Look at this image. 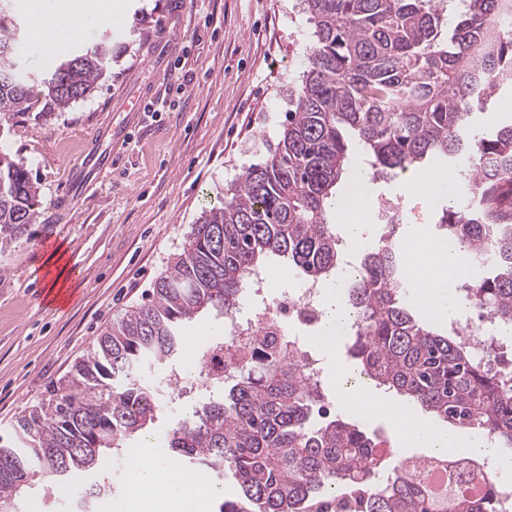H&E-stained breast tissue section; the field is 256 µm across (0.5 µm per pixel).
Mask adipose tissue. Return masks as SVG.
I'll return each instance as SVG.
<instances>
[{"mask_svg":"<svg viewBox=\"0 0 512 512\" xmlns=\"http://www.w3.org/2000/svg\"><path fill=\"white\" fill-rule=\"evenodd\" d=\"M31 19L35 36L34 51L42 56L53 53L59 44L69 38L88 34L94 26L120 22L124 14L118 0H54L52 5L34 0ZM352 180L356 195L346 201H337L342 209L348 231V241L359 246L363 240L364 226L361 218L373 205L371 177L366 170L357 168ZM430 261L410 258L409 264L415 275L424 283L420 298L427 311L448 317L460 310L452 282L460 274V252L458 247L445 239H433L428 243ZM336 393L340 402L355 414L391 418L395 430L403 443L426 448L435 453H448L456 448L468 453L496 460L494 444L482 442L454 430L435 429L428 421L416 417L410 409L393 406L386 398L365 386H353L347 368H340L336 382ZM161 485L162 491L154 497L137 494L140 486ZM135 489L125 501L114 505L113 512H182L187 488L181 481L175 463L164 465L147 459L139 463L132 474Z\"/></svg>","mask_w":512,"mask_h":512,"instance_id":"ef3b65f1","label":"adipose tissue"}]
</instances>
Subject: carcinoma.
Masks as SVG:
<instances>
[{
  "mask_svg": "<svg viewBox=\"0 0 512 512\" xmlns=\"http://www.w3.org/2000/svg\"><path fill=\"white\" fill-rule=\"evenodd\" d=\"M313 25L295 109L265 162L248 168L224 201L203 211L182 252L156 279L147 301L112 322L92 350L0 434V512L40 485L93 499L111 485H75L96 475L114 452L154 423L158 405L145 365L162 367L178 352L184 327L237 306L249 276L279 259L306 279L330 276L340 261L333 205L347 184L349 130L372 171L419 178L461 160L464 202L441 210L440 227L481 270L463 269L462 307L512 326V119L470 135L474 102L512 98V35L505 0H465L449 19L435 0H304ZM0 13V121L39 104L19 75L22 46ZM44 79L49 116L89 96L112 67V44L55 53ZM38 187L23 163L0 149V251L37 218ZM402 253L365 251L346 297L354 310L362 374L402 402L461 429L512 447V362L497 377L481 365L445 319L406 304ZM319 388L293 363L247 362L210 401L168 430L172 459L201 467L235 488L220 512H309L319 495L351 483L366 488L365 512H495L498 486L468 493L476 460L449 457L441 493L404 458L394 465L381 442L355 422L330 414Z\"/></svg>",
  "mask_w": 512,
  "mask_h": 512,
  "instance_id": "cac0c4a2",
  "label": "carcinoma"
}]
</instances>
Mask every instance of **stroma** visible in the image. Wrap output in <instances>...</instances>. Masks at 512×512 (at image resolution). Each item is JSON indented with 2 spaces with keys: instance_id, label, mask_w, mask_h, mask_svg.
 <instances>
[{
  "instance_id": "obj_1",
  "label": "stroma",
  "mask_w": 512,
  "mask_h": 512,
  "mask_svg": "<svg viewBox=\"0 0 512 512\" xmlns=\"http://www.w3.org/2000/svg\"><path fill=\"white\" fill-rule=\"evenodd\" d=\"M124 4V22L92 33L127 49L90 96L0 125V143L39 187L36 222L0 253L1 431L146 298L205 205L265 161L301 84L313 31L303 0ZM93 152L111 155V169L72 191L73 163ZM402 201L397 236L439 234L440 201ZM55 242L90 273L57 307L45 303L41 276Z\"/></svg>"
}]
</instances>
